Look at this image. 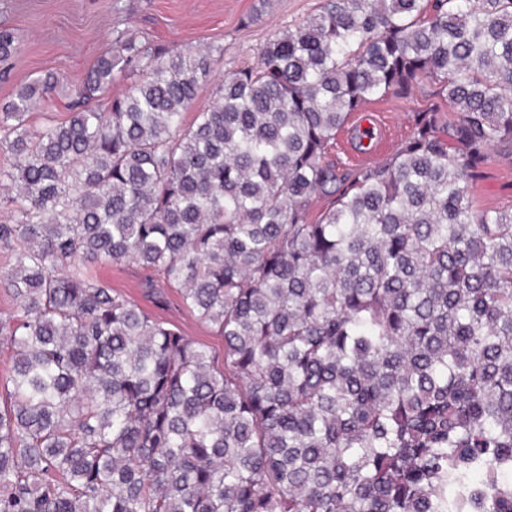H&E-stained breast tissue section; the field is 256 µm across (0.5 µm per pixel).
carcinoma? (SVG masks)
<instances>
[{"label": "carcinoma", "instance_id": "obj_1", "mask_svg": "<svg viewBox=\"0 0 512 512\" xmlns=\"http://www.w3.org/2000/svg\"><path fill=\"white\" fill-rule=\"evenodd\" d=\"M19 50L0 24V80ZM210 74L122 32L0 104V512H512V209L469 195L512 154V0H327L184 123ZM427 86L390 158L336 170L352 113ZM100 260L179 289L224 368Z\"/></svg>", "mask_w": 512, "mask_h": 512}]
</instances>
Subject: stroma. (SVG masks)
I'll use <instances>...</instances> for the list:
<instances>
[{"label":"stroma","instance_id":"35a3bbf8","mask_svg":"<svg viewBox=\"0 0 512 512\" xmlns=\"http://www.w3.org/2000/svg\"><path fill=\"white\" fill-rule=\"evenodd\" d=\"M258 4V0H0V21L13 26L22 41L10 81L0 83V102L9 100L16 87L48 72L62 75L68 86L80 85L95 59L111 49L117 34L127 32L150 45L211 52V75L201 84L193 109L184 114L185 122H192L197 110L212 102L225 74L254 62L270 37L303 23L321 0H267L259 20L250 21ZM431 101L425 90L407 98L372 101L337 133L331 160L340 168H353L354 129L369 121L381 123L378 135L384 145L377 157L388 158L409 135L414 113ZM470 194L476 207L511 208L512 155H494ZM94 271L124 299L205 345L216 365H223V337L181 304L176 289L149 295L142 286L143 271L132 264L99 263Z\"/></svg>","mask_w":512,"mask_h":512}]
</instances>
